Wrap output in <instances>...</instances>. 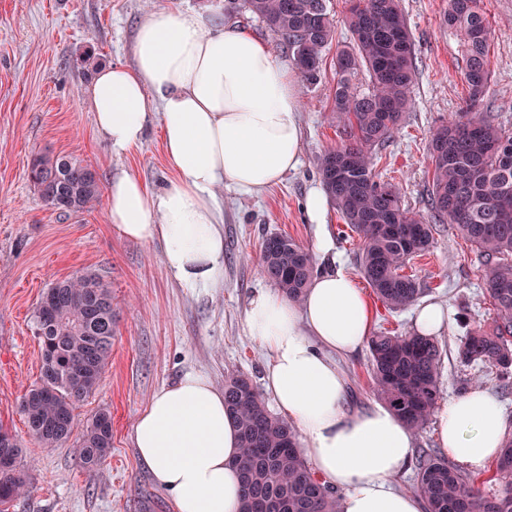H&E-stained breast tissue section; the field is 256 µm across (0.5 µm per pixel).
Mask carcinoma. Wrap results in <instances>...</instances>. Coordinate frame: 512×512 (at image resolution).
I'll return each instance as SVG.
<instances>
[{
    "mask_svg": "<svg viewBox=\"0 0 512 512\" xmlns=\"http://www.w3.org/2000/svg\"><path fill=\"white\" fill-rule=\"evenodd\" d=\"M329 0H244L243 7L288 47L307 81L316 80L323 51L335 33ZM445 24L463 46L468 100L463 116L433 131L430 217L402 206L397 189L376 179L373 149L384 143L410 104L417 74L415 43L400 0H352L344 23L350 49L336 53L334 112L346 139L323 154L319 173L326 193L358 236L362 277L391 310L404 309L422 293L404 273L433 240L430 221L449 224L485 257L483 281L496 318L477 325L457 345L466 366L482 363L504 386L512 385V133L503 130L482 102L491 72L489 21L480 0H448ZM363 67L370 87L360 92L351 76ZM30 181L42 200L65 216L89 211L103 195L91 166L69 155H35ZM266 277L289 298L300 299L314 275V259L292 238L276 234L261 244ZM35 312L41 354L40 381L24 394L20 410L30 435L47 448L66 442L74 410L98 386L112 354V288L95 270L58 280ZM375 395L411 429H421L438 399L442 350L433 336L380 331L368 339ZM224 403L239 432L241 512L288 503V512H339V496L319 479L299 450L288 422L273 416L253 383L242 376L224 382ZM0 442L9 444L10 468H0V512L29 493L22 448L0 423ZM112 450V417L95 414L79 437L84 467L100 465ZM484 492L442 458L419 464L416 491L425 512H512V437L494 459Z\"/></svg>",
    "mask_w": 512,
    "mask_h": 512,
    "instance_id": "1",
    "label": "carcinoma"
}]
</instances>
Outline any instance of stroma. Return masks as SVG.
I'll list each match as a JSON object with an SVG mask.
<instances>
[{
	"instance_id": "stroma-1",
	"label": "stroma",
	"mask_w": 512,
	"mask_h": 512,
	"mask_svg": "<svg viewBox=\"0 0 512 512\" xmlns=\"http://www.w3.org/2000/svg\"><path fill=\"white\" fill-rule=\"evenodd\" d=\"M212 0H0V424L23 448L29 495L9 512H173L171 497L152 482L137 459L130 433L139 411L163 384L185 372L206 374L216 385L241 375L262 386L265 354L247 336L244 310L250 297L270 287L260 256L263 238L279 233L315 254L317 268L337 266L368 300L374 330L414 329V307L388 310L358 271V237L327 204L322 222L305 209L311 189L321 188L320 159L344 138L333 110L338 50L349 46L343 23L349 0H330L336 21L316 82L298 81L296 117L302 131L300 164L257 196L231 189L224 198V284L208 293L182 287L166 270L159 244L118 238L107 208L63 216L47 206L28 177L39 153L73 155L91 165L101 182L121 173L137 176L151 190L175 176L157 120L143 142L117 154L96 132L85 89L103 65L133 63L132 42L146 14L165 9L204 11ZM413 34L418 73L410 107L391 137L374 151L381 182L395 186L405 208L427 214L432 185L429 141L440 124L459 118L468 99L462 46L443 22L448 0H401ZM491 27L488 99L496 124L512 131V0H480ZM333 242L334 259L314 251L318 233ZM98 270L112 287L115 330L112 355L96 390L74 411L76 430L94 415H112V452L85 468L76 438L42 447L20 413L24 393L40 379L41 357L34 312L53 282L76 271ZM420 282V302L448 310L438 336L442 347L439 403L461 393L463 383L498 391L512 421V389L499 392L488 369L463 366L455 349L467 325H491L478 252L447 224L437 225L426 255L407 267ZM349 405L377 404L370 354L361 349L340 359Z\"/></svg>"
}]
</instances>
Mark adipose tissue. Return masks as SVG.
Returning <instances> with one entry per match:
<instances>
[{"mask_svg":"<svg viewBox=\"0 0 512 512\" xmlns=\"http://www.w3.org/2000/svg\"><path fill=\"white\" fill-rule=\"evenodd\" d=\"M132 52L133 66L99 68L87 87L96 131L121 153L157 118L177 176L159 191L127 173L109 181L112 230L160 242L165 268L183 287H220L218 191L258 195L297 168V81L264 41L227 27L217 7L149 13ZM244 327L266 354L264 386L279 416L296 428L316 473L341 491L340 512H424L419 493L393 486L412 458L414 431L387 405H346L336 359L358 352L372 331L353 279L315 273L298 301L274 288L256 291ZM437 424L442 448L473 470L496 457L512 430L498 397L482 386L445 403ZM131 443L175 512H240L238 431L223 390L206 375L190 371L160 387L138 413Z\"/></svg>","mask_w":512,"mask_h":512,"instance_id":"obj_1","label":"adipose tissue"}]
</instances>
